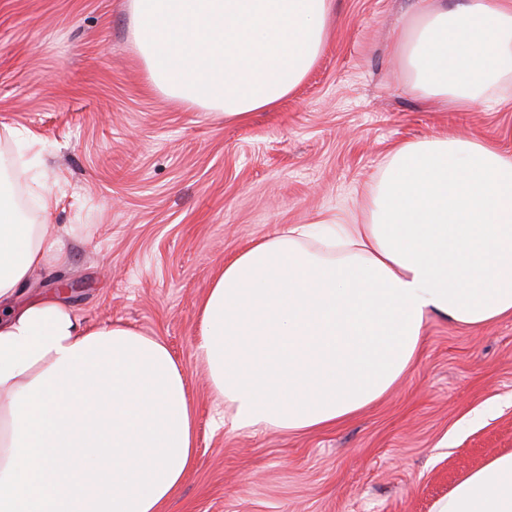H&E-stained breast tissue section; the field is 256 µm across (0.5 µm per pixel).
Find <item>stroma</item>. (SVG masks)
Returning a JSON list of instances; mask_svg holds the SVG:
<instances>
[{
  "label": "stroma",
  "mask_w": 512,
  "mask_h": 512,
  "mask_svg": "<svg viewBox=\"0 0 512 512\" xmlns=\"http://www.w3.org/2000/svg\"><path fill=\"white\" fill-rule=\"evenodd\" d=\"M408 0H332L323 52L273 108L234 120L157 90L128 0H0V151L51 190L62 259L22 290L73 289L87 323L162 340L196 419V464L170 512H437L512 453V316L430 317L391 393L336 426L235 430L199 356L201 302L226 260L292 224L360 216L396 144L453 134L512 150V90L454 110L404 90L393 45ZM35 137L19 154L12 131Z\"/></svg>",
  "instance_id": "1"
}]
</instances>
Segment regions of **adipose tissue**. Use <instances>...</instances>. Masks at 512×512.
I'll return each mask as SVG.
<instances>
[{
    "label": "adipose tissue",
    "instance_id": "adipose-tissue-1",
    "mask_svg": "<svg viewBox=\"0 0 512 512\" xmlns=\"http://www.w3.org/2000/svg\"><path fill=\"white\" fill-rule=\"evenodd\" d=\"M151 83L227 118L274 107L320 56L331 0H129ZM394 52L405 89L466 108L512 75V0H410ZM0 173V512H164L195 466L194 410L167 347L89 325L23 285L61 247ZM358 224L321 247L299 224L224 264L200 350L231 425H336L413 365L430 315L480 327L512 315V151L453 136L391 150ZM438 512H512V454Z\"/></svg>",
    "mask_w": 512,
    "mask_h": 512
}]
</instances>
